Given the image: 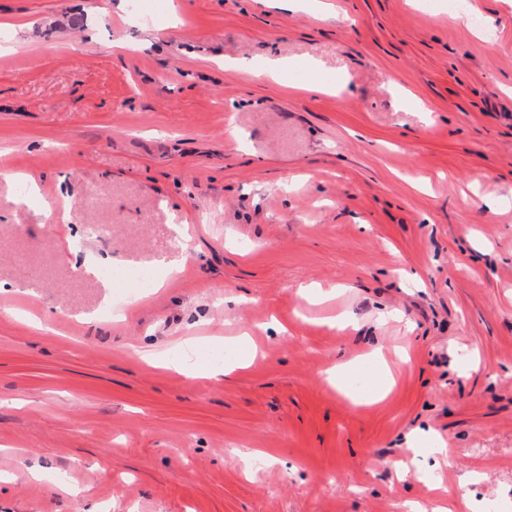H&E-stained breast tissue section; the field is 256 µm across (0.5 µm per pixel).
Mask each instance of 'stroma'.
<instances>
[{"mask_svg": "<svg viewBox=\"0 0 512 512\" xmlns=\"http://www.w3.org/2000/svg\"><path fill=\"white\" fill-rule=\"evenodd\" d=\"M333 2L0 0V512H512V0ZM96 274L104 279H112V276L122 277L135 282L142 290L154 287V281L152 275L148 271L142 270H115L112 266L100 267L96 270ZM137 352L145 359L152 361H158L163 363L167 368L174 369L175 371L182 373L190 377H218L224 374H229L236 367H228L223 363L209 362L208 360H195L192 364L189 361L176 362L171 359H165L163 354L152 346H140ZM161 359H164L162 361Z\"/></svg>", "mask_w": 512, "mask_h": 512, "instance_id": "obj_1", "label": "stroma"}]
</instances>
